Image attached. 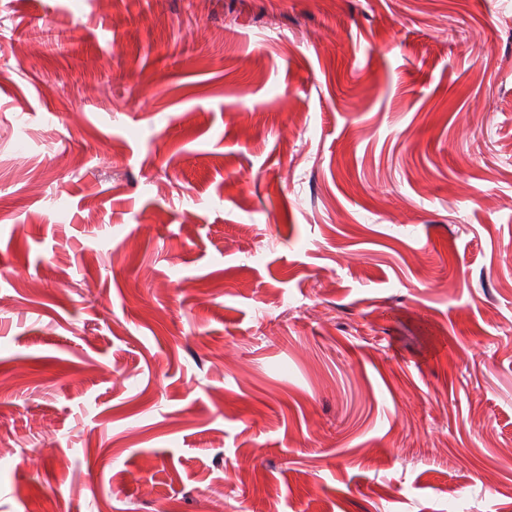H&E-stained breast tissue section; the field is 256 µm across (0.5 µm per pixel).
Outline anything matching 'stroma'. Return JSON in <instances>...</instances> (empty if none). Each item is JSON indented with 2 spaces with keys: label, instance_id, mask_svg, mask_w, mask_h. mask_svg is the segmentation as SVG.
Masks as SVG:
<instances>
[{
  "label": "stroma",
  "instance_id": "stroma-1",
  "mask_svg": "<svg viewBox=\"0 0 512 512\" xmlns=\"http://www.w3.org/2000/svg\"><path fill=\"white\" fill-rule=\"evenodd\" d=\"M511 152L512 0H0V512H512Z\"/></svg>",
  "mask_w": 512,
  "mask_h": 512
}]
</instances>
